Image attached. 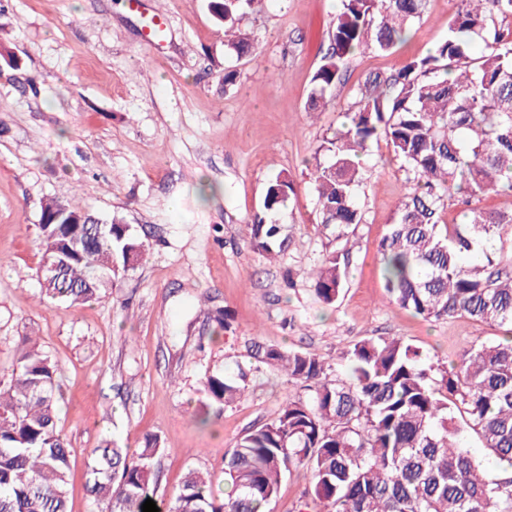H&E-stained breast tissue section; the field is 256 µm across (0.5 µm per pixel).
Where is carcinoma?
Listing matches in <instances>:
<instances>
[{"label":"carcinoma","mask_w":512,"mask_h":512,"mask_svg":"<svg viewBox=\"0 0 512 512\" xmlns=\"http://www.w3.org/2000/svg\"><path fill=\"white\" fill-rule=\"evenodd\" d=\"M261 0H210L236 57L253 54L241 16ZM426 0H341L329 46L314 72L308 111L320 112L359 51L391 53ZM512 0H461L448 37L434 53L365 80L353 108L315 151L312 185L336 241L363 221L358 191L363 156L384 137L400 160L405 192L379 246L384 288L402 308L426 318L468 316L512 332V270L486 242L512 241V213L489 211L483 196L512 191V42L497 19ZM296 187L291 175L269 182L247 224L250 247L279 258L289 235L277 216ZM459 224L442 214L454 198ZM39 302L77 307L100 299L119 273L140 263L149 244L127 224L105 220L74 200L41 205ZM350 251L327 252L312 271L317 299L335 306ZM253 358L284 371L308 396L286 399L275 418L247 431L224 457L227 490L210 475L186 473L170 512H264L281 481L299 469L307 496L324 512H512V339L483 343L460 363L435 365L401 338L365 339L333 378L314 354L256 347ZM59 367L22 342L10 378L0 381V512H68L72 448L58 427ZM249 373L207 370L200 378L202 421L240 401ZM475 434L502 468L488 474L462 446ZM161 440L131 453L105 442L91 450L87 491L101 512H142L156 488Z\"/></svg>","instance_id":"obj_1"}]
</instances>
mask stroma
<instances>
[{"instance_id":"1","label":"stroma","mask_w":512,"mask_h":512,"mask_svg":"<svg viewBox=\"0 0 512 512\" xmlns=\"http://www.w3.org/2000/svg\"><path fill=\"white\" fill-rule=\"evenodd\" d=\"M459 0H426L391 54L350 61L323 111H306L311 78L341 0H261L239 26L253 56L230 57L208 0H0V371L30 338L61 369L59 427L72 449L71 512H97L87 452L108 439L129 450L147 436L165 448L155 502L164 512L188 468L224 482V455L249 428L273 419L300 384L252 370L254 345L319 355L345 375L343 354L397 337L431 362L452 365L503 330L466 316L425 319L389 301L379 243L404 193L385 140L363 158L362 224L353 226L349 273L336 307L308 275L329 249L309 184L313 156L343 120L368 76L388 75L432 52ZM166 15L163 38L145 24ZM236 73L225 84V69ZM298 189L279 215L290 239L281 261L253 251L246 224L269 181ZM79 198L148 240L149 254L106 297L77 308L39 303L40 207ZM227 310L228 328L207 317ZM251 368L246 396L197 421L205 370Z\"/></svg>"}]
</instances>
